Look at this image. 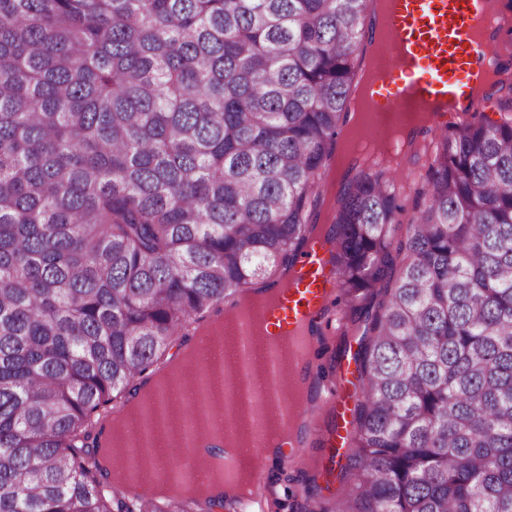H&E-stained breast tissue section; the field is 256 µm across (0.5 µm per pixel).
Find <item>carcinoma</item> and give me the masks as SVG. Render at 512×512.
Segmentation results:
<instances>
[{"label":"carcinoma","mask_w":512,"mask_h":512,"mask_svg":"<svg viewBox=\"0 0 512 512\" xmlns=\"http://www.w3.org/2000/svg\"><path fill=\"white\" fill-rule=\"evenodd\" d=\"M374 11L0 0V512H197L113 492L107 413L315 239ZM422 155L408 220L381 156L324 238L344 295L384 290L332 512H512V109Z\"/></svg>","instance_id":"obj_1"}]
</instances>
